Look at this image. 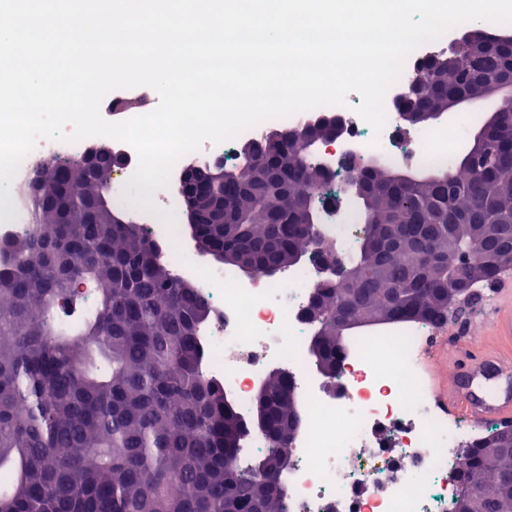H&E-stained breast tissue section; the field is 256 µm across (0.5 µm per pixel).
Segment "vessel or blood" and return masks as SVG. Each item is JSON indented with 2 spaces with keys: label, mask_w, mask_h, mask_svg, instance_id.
<instances>
[{
  "label": "vessel or blood",
  "mask_w": 512,
  "mask_h": 512,
  "mask_svg": "<svg viewBox=\"0 0 512 512\" xmlns=\"http://www.w3.org/2000/svg\"><path fill=\"white\" fill-rule=\"evenodd\" d=\"M495 294L493 334L499 348H455L452 361L463 376L451 388L435 389L444 409L475 422L512 419V281L499 282Z\"/></svg>",
  "instance_id": "1"
}]
</instances>
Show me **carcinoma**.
Masks as SVG:
<instances>
[{
    "label": "carcinoma",
    "instance_id": "obj_1",
    "mask_svg": "<svg viewBox=\"0 0 512 512\" xmlns=\"http://www.w3.org/2000/svg\"><path fill=\"white\" fill-rule=\"evenodd\" d=\"M473 56L432 79L426 108L443 115L448 99H465L479 79L512 78V38L477 37ZM499 122L481 124L474 158H455L426 176L396 178L395 166L356 162L352 199L369 226L352 264L361 289L347 308L375 322L448 321L440 307L462 279L493 282L512 269L508 256L478 255L484 224L512 225V98L499 101ZM292 129L268 136L280 154L268 173L252 174L250 155L224 171V223L197 224L200 237L245 257L261 275L301 266L309 251L305 224L319 226L325 188H317L315 152H299ZM109 159L94 179L76 164H49L54 194L34 195V227L11 241L0 262V512H286L269 460L288 416L304 421L300 399L282 401L270 375L267 426L248 425L207 370L204 331L208 297L181 283L155 246L117 220L123 210L104 194ZM314 193L303 214L292 199ZM84 279L94 305L71 290ZM338 283L319 285L313 299L326 308L314 336L326 338L336 364ZM267 452L243 456L254 435ZM475 495L471 512H512V454L482 458L467 452Z\"/></svg>",
    "mask_w": 512,
    "mask_h": 512
}]
</instances>
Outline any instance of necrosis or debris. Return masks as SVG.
Segmentation results:
<instances>
[{"label": "necrosis or debris", "mask_w": 512, "mask_h": 512, "mask_svg": "<svg viewBox=\"0 0 512 512\" xmlns=\"http://www.w3.org/2000/svg\"><path fill=\"white\" fill-rule=\"evenodd\" d=\"M450 44L444 35L408 58L400 79L385 96L387 122L381 132H374L360 116V100L353 96L337 108L317 107L242 132L240 140L252 141L276 127H303L326 115L342 116L343 136L315 155L328 175L325 203L344 214L340 221L331 214L320 228L322 240L340 258L354 253L360 226L353 206L336 205L350 159L376 151L393 163L444 169L455 155L461 124L410 129L401 126L394 110L417 69ZM87 145L84 139L39 141L11 182L14 207L11 221L0 223L1 242L21 235L32 222V200L25 188L37 164L79 155ZM281 280L286 287L275 299L252 308L251 321L261 335L249 343L233 341L235 315L218 289L205 285L213 310L205 335L211 349L210 372L223 380L225 392L241 407L249 406L270 365L286 368L294 380L305 420L280 478L288 512H450L466 450L486 427L448 415L429 394L424 360L439 328L408 323L380 336L352 337L335 380H325L307 357L314 326L306 309L326 278L309 261L288 270Z\"/></svg>", "instance_id": "obj_1"}]
</instances>
